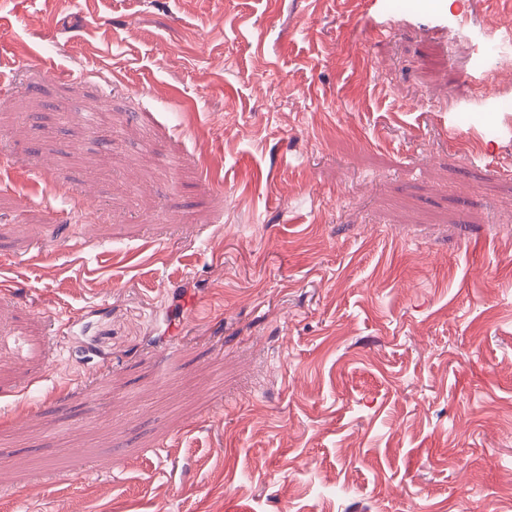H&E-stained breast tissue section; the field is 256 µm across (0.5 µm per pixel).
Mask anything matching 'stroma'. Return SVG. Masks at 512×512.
<instances>
[{"instance_id": "35a3bbf8", "label": "stroma", "mask_w": 512, "mask_h": 512, "mask_svg": "<svg viewBox=\"0 0 512 512\" xmlns=\"http://www.w3.org/2000/svg\"><path fill=\"white\" fill-rule=\"evenodd\" d=\"M412 2L0 0V512H512V0Z\"/></svg>"}]
</instances>
